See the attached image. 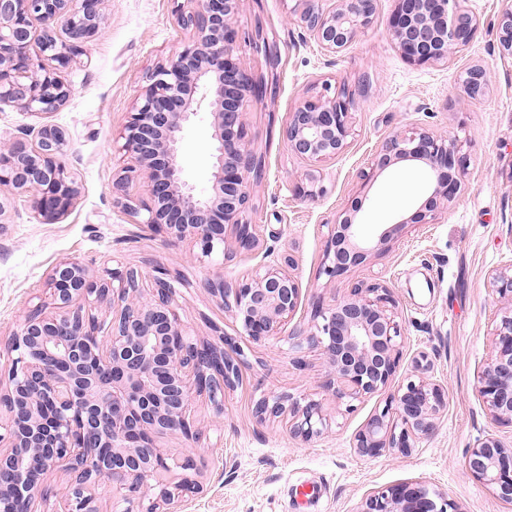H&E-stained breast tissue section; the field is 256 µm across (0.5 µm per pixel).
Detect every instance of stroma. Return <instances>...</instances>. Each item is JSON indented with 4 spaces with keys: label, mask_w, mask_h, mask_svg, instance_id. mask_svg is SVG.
<instances>
[{
    "label": "stroma",
    "mask_w": 512,
    "mask_h": 512,
    "mask_svg": "<svg viewBox=\"0 0 512 512\" xmlns=\"http://www.w3.org/2000/svg\"><path fill=\"white\" fill-rule=\"evenodd\" d=\"M479 21L470 45L444 65L407 63L389 30L394 0H378L371 24L335 56H325L298 19L296 0H239V29L262 23L281 53L275 98H249L245 122L249 146L265 162V177L251 185L248 214L264 239L259 251L231 258H197L190 242L169 244L164 235L125 215L112 183L132 159L119 134L135 111L149 74L190 38L173 24V0H107L104 31L63 77L68 102L49 118L64 127L62 160L75 173L80 194L72 211L53 224L32 218L27 201H16L0 221V370L8 369L7 341L29 307L47 300V278L58 262L74 260L95 272L120 263L150 284L156 268L175 274V301L186 332L200 340L216 331L238 335L240 324L208 290L210 281L248 278L266 259L292 255L302 304L277 338L242 341L241 379L224 397L223 413L207 399L196 403L205 430L202 443L179 435L162 441L170 456H195L203 491L181 512H359L366 495L418 480L453 499L461 512H512L467 471L475 441L493 434L512 440V426L494 423L475 386L489 356L490 334L502 303L487 280L490 269L512 261V58L497 48L496 24L504 0H466ZM482 65L490 89L468 97L458 85L463 69ZM355 90L353 135L346 150L322 163L324 196L293 194L311 168L289 151L288 114L305 99L340 86ZM424 128L463 143L464 189L435 223L405 227L389 251L367 266L328 281L320 275L328 226L363 201L358 222L372 230L413 213L430 193L424 169L405 162L367 170L375 148L392 135ZM208 110L186 125L180 144L185 178L196 193L212 184ZM382 280L398 299L404 380L416 358L426 357L429 378L448 389V406L432 436L406 457L358 456L356 434L381 411V390L339 401L325 387L326 357L316 346H295L293 335L311 321V304H331L353 283ZM303 366H296L295 358ZM286 391L321 402L330 424L302 440L287 425L256 417V402Z\"/></svg>",
    "instance_id": "stroma-1"
}]
</instances>
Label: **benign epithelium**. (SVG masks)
Here are the masks:
<instances>
[{"label":"benign epithelium","instance_id":"1","mask_svg":"<svg viewBox=\"0 0 512 512\" xmlns=\"http://www.w3.org/2000/svg\"><path fill=\"white\" fill-rule=\"evenodd\" d=\"M105 0H0V102L15 103L30 115L57 112L71 87L61 73L69 69L103 31ZM302 27L321 51L334 56L351 44L373 20L378 0H337L325 10L319 0H300ZM236 0H186L176 6L175 25L188 42L157 66L143 87L136 111L120 138L135 161L113 182L117 203L126 214L167 238L188 239L197 257L260 246L258 225L247 220L252 207L248 186L264 177V165L245 141L244 104L260 93L273 96L271 83L257 82L233 60L239 32L233 16ZM42 26L36 35L35 24ZM61 27L64 37L56 36ZM478 20L463 0H395L390 33L403 58L415 66L448 62L450 52L468 46ZM501 54L512 57V6L497 25ZM43 58L32 67V48ZM461 87L471 98L489 88L486 71L468 67ZM211 109L215 140L213 183L203 197L183 179L180 140L184 124L202 104ZM352 98L344 90L317 96L289 113L288 149L315 163L336 158L351 135ZM67 131L56 124L25 126L0 138V188L11 198L31 201L33 217L52 224L76 205L75 174L61 161ZM427 169L431 193L409 217L384 229L376 242L358 235V209L330 225L320 273L333 281L365 264L409 224H430L461 191L467 157L457 139L411 128L382 143L369 180L393 161ZM147 180L149 197L138 200L131 188ZM313 199L326 193L321 176L311 173L296 189ZM293 260L285 256L256 270L244 281L209 283L210 293L241 323L254 342L279 335L302 302ZM489 284L507 302L495 326L488 362L477 376L476 391L491 418L512 424V273L496 268ZM50 301L29 309L11 334L12 355L6 380L0 379V407L8 418L0 426V512H29L36 497L48 498V473L63 469L73 482L55 512H99L92 490L112 486L121 512H177L187 496L201 490L196 458L169 457L157 438L167 433L196 443L203 439L193 415L194 399L204 396L217 413L235 387L243 350L224 333L217 340L191 339L174 306V288L164 268L144 288L134 268L117 266L94 273L78 261H65L49 276ZM112 314L99 319L93 310ZM397 300L382 282L358 283L346 297L313 305L307 341L323 348L329 373L327 390L338 400L355 399L388 388L402 358ZM415 371L388 395L355 438L360 456H407L416 440L430 434L448 404V391ZM262 420L282 418L289 432L309 440L328 426L320 402L282 392L264 396L255 406ZM472 477L512 503V443L488 434L467 455ZM178 470L174 481L152 484L154 474ZM360 512H460L456 503L421 481H406L370 492Z\"/></svg>","mask_w":512,"mask_h":512}]
</instances>
